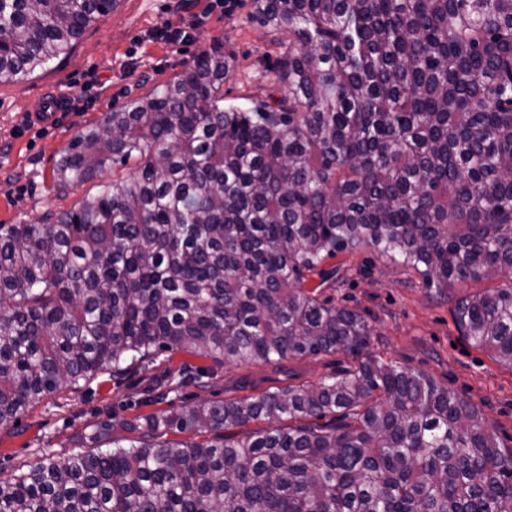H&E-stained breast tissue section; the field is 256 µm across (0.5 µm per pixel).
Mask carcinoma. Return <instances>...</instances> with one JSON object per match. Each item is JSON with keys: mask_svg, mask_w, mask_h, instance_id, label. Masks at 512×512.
I'll return each instance as SVG.
<instances>
[{"mask_svg": "<svg viewBox=\"0 0 512 512\" xmlns=\"http://www.w3.org/2000/svg\"><path fill=\"white\" fill-rule=\"evenodd\" d=\"M115 3L0 0V83L50 68ZM253 7L288 34L280 98L224 104L233 57L207 53L85 129L53 179L129 173L52 224H0V428L164 352L357 365L126 420L124 445L107 421L64 461L41 448L0 477V512H512V446L478 407L370 354L361 314L302 287L359 248L439 289L502 279L451 313L512 369V0Z\"/></svg>", "mask_w": 512, "mask_h": 512, "instance_id": "obj_1", "label": "carcinoma"}]
</instances>
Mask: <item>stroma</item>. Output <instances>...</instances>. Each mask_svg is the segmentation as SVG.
<instances>
[{
	"instance_id": "1",
	"label": "stroma",
	"mask_w": 512,
	"mask_h": 512,
	"mask_svg": "<svg viewBox=\"0 0 512 512\" xmlns=\"http://www.w3.org/2000/svg\"><path fill=\"white\" fill-rule=\"evenodd\" d=\"M198 18L190 38L175 41L172 30ZM287 35H272L253 18L252 0H235L232 12L212 8L211 0H118L117 7L87 27L72 52L48 70L0 85V224L53 223L58 213L76 208L97 192L101 180L59 190L53 170L70 143L107 112L146 95L179 74L201 54L224 48L234 56V72L224 84V101L240 105L284 91L276 80ZM67 99L69 109L50 127L23 123L51 101ZM305 288L333 304L359 312L373 329L370 351L383 361L423 371L482 410L488 425L512 446V369L460 336L451 310L457 299L479 292L471 282L456 288L428 286L414 270L392 264L372 250L341 251L307 274ZM210 370L205 388L181 387L157 408L166 412L200 400L245 397L241 384L260 390L287 385L286 375L254 364L210 366L185 352L167 359ZM351 356L321 354L295 361L303 381L316 384L353 368ZM127 385L100 377L64 390L26 412L15 426L0 429V475L28 471L38 451L59 458L76 453L78 439L104 421L115 423L145 414Z\"/></svg>"
}]
</instances>
